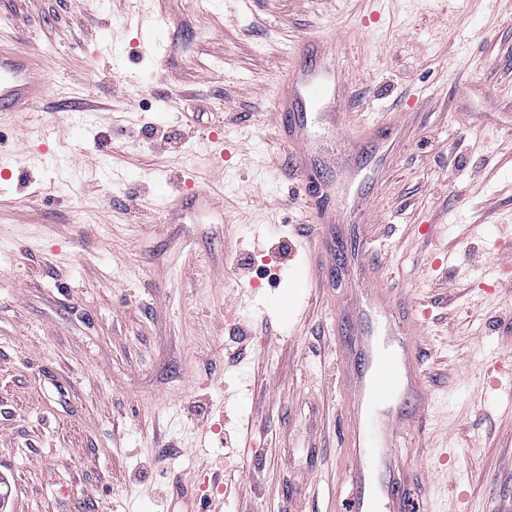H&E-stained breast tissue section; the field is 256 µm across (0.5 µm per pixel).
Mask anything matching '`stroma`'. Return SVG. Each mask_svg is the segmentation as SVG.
<instances>
[{
    "mask_svg": "<svg viewBox=\"0 0 512 512\" xmlns=\"http://www.w3.org/2000/svg\"><path fill=\"white\" fill-rule=\"evenodd\" d=\"M311 40L360 148L353 182L349 144L319 177L367 199L324 241L369 237L363 272L310 250L278 145ZM0 49L47 85L0 113V512H337L341 316L378 273L421 326L416 501L512 512V0H0ZM90 95L106 116L58 109Z\"/></svg>",
    "mask_w": 512,
    "mask_h": 512,
    "instance_id": "35a3bbf8",
    "label": "stroma"
}]
</instances>
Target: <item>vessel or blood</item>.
<instances>
[{"mask_svg": "<svg viewBox=\"0 0 512 512\" xmlns=\"http://www.w3.org/2000/svg\"><path fill=\"white\" fill-rule=\"evenodd\" d=\"M44 95L29 56L0 53V112L27 110ZM336 79L316 68L291 72L276 98L280 143L307 190L309 204L323 198L311 190L317 158L309 134V117L325 113L345 138L336 110ZM415 316L402 289L371 280L361 290L353 316L350 366L349 455L346 476L351 486L345 512H408L411 495L408 462L396 445L400 431L426 417L425 391L416 348Z\"/></svg>", "mask_w": 512, "mask_h": 512, "instance_id": "vessel-or-blood-1", "label": "vessel or blood"}]
</instances>
